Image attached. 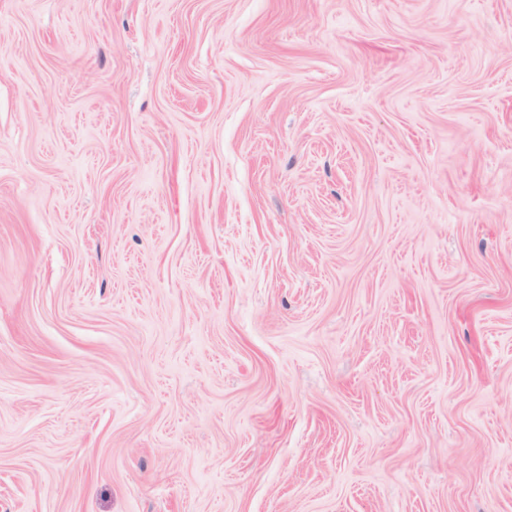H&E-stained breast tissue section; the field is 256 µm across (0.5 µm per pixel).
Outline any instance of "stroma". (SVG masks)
<instances>
[{
    "instance_id": "stroma-1",
    "label": "stroma",
    "mask_w": 512,
    "mask_h": 512,
    "mask_svg": "<svg viewBox=\"0 0 512 512\" xmlns=\"http://www.w3.org/2000/svg\"><path fill=\"white\" fill-rule=\"evenodd\" d=\"M0 512H512V0H0Z\"/></svg>"
}]
</instances>
